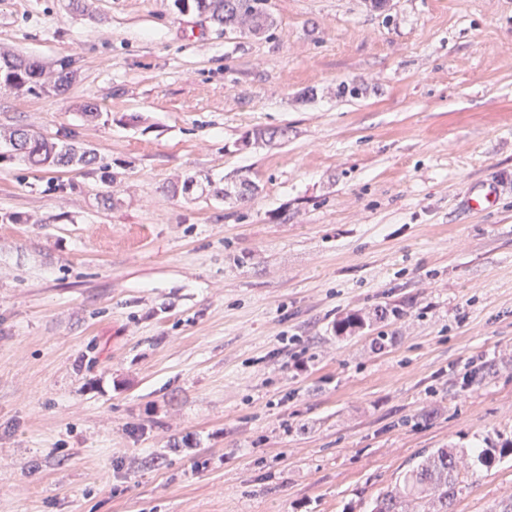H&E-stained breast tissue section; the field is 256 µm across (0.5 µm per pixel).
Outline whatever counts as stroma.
Listing matches in <instances>:
<instances>
[{"instance_id": "stroma-1", "label": "stroma", "mask_w": 512, "mask_h": 512, "mask_svg": "<svg viewBox=\"0 0 512 512\" xmlns=\"http://www.w3.org/2000/svg\"><path fill=\"white\" fill-rule=\"evenodd\" d=\"M269 8L0 0V50L76 60L0 130L100 165L0 144V512H370L424 452L512 440V0ZM510 502L512 455L452 512ZM188 1L190 9L227 30H247L260 34L271 28L275 20L266 7L267 0H174L182 12L180 2ZM28 130L15 128L8 136L9 144L15 149L17 144L25 149L22 151L27 162L35 167L47 169L83 170L96 160L93 150L71 141V135L66 131L60 132L59 137L49 140L43 136L32 134L31 140L22 142L21 139ZM498 192L493 183H485L471 189L464 199V207L469 211L487 210L497 201Z\"/></svg>"}]
</instances>
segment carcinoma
<instances>
[{
  "label": "carcinoma",
  "instance_id": "cac0c4a2",
  "mask_svg": "<svg viewBox=\"0 0 512 512\" xmlns=\"http://www.w3.org/2000/svg\"><path fill=\"white\" fill-rule=\"evenodd\" d=\"M190 9L206 16L224 30H247L260 34L271 28L275 20L266 7L267 0H188ZM71 76L65 65H59L54 79L45 78L41 61L16 56L0 57V89H13L30 94H42L48 90L58 92L70 83ZM27 130L15 128L10 131L8 142L11 146L23 148V156L35 167L47 169L82 170L96 160L93 150L71 141L67 132L49 140L40 135H32L28 142L22 141ZM367 326L361 313H348L336 320V333L350 334ZM512 455V442L498 447L492 445L482 449L477 461L485 466L496 458ZM465 456L457 448L442 446L424 454L421 460L409 471L404 483L375 500L373 512H408L415 504L420 512H449L462 483L461 477L470 470H459L455 462Z\"/></svg>",
  "mask_w": 512,
  "mask_h": 512
}]
</instances>
